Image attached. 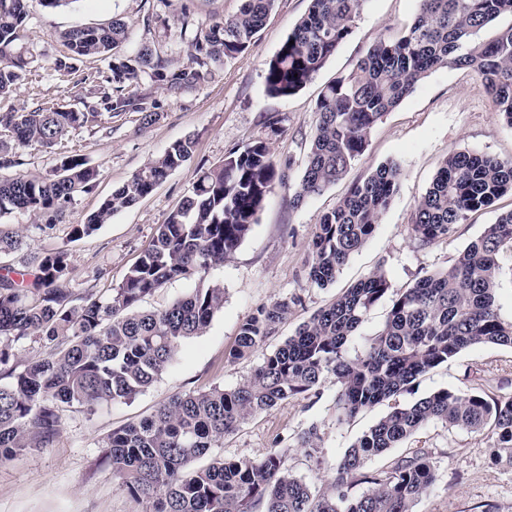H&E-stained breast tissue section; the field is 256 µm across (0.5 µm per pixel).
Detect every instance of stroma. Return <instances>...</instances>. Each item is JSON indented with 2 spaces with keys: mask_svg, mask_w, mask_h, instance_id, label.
<instances>
[{
  "mask_svg": "<svg viewBox=\"0 0 512 512\" xmlns=\"http://www.w3.org/2000/svg\"><path fill=\"white\" fill-rule=\"evenodd\" d=\"M185 5L195 17L188 26L179 20ZM240 5L241 0H72L49 10L31 0L24 45L35 57L32 72L23 76L15 94L0 98V112L40 103H68L84 112L99 107V97L87 93L80 80L89 74L107 75V63L79 57L73 59L71 73L55 71L54 59L68 53L58 38L63 30L117 17L129 25L126 53L152 44L163 58L179 64L187 58L196 22L232 16ZM308 8L309 0H275L249 49L226 61L208 82L181 95H169L150 75H141L130 91L159 103L161 117L155 124L140 128L138 113L129 112L113 119L111 131L80 129L65 144L68 152L82 155L98 168L93 191L77 197L51 225L22 211L0 217V222L23 227L30 242L28 249L0 256V267L28 273L35 257L65 249L73 261L74 287L102 292L123 281L201 167L220 163L230 150L260 137L270 140L277 160L287 165L286 185L275 187L251 234L222 265L212 268L203 280L170 282L145 302L148 308L163 309L200 282L219 283L224 288V306L206 332L186 340L168 370L132 402L108 403L92 414L77 405L65 408L52 445L27 449L0 465V512H138L137 504L116 488L111 469L100 463L113 430L150 414L174 394L215 385L237 386L300 323L375 268L384 269L391 293L403 291L420 277L450 266L487 225L512 209V196L506 195L455 225L447 239L423 248L413 238L412 215L448 155L469 151L512 158V127L494 112L479 79L468 69L450 65L428 72L410 95L382 117L364 153L342 179L301 206H291L288 187L302 173L323 87L350 71L379 37L411 23L420 0H366L351 34L304 89L289 97L269 96L265 64ZM187 136L196 141L189 161L151 195L116 213L110 223L89 236L72 239L73 225L85 223L149 158ZM385 163L396 164L401 171L390 209L335 281L317 286L306 267L315 224L352 183ZM284 297L299 300L288 319L250 357L230 359L228 352L236 343L240 324L258 307ZM446 387L512 397V349L496 345L465 349L422 376L399 401L408 405ZM336 395V385L328 382L319 393L289 398L225 436L216 453L227 458H261L273 449H286L285 467L312 489L324 490L338 458L388 409L383 403L341 423L336 419ZM312 427L320 441L309 452L299 448L297 440ZM493 442L489 432L471 433L432 423L399 447L373 458L367 467L384 469L409 449L426 448L437 481L416 505V512H512V469L492 462Z\"/></svg>",
  "mask_w": 512,
  "mask_h": 512,
  "instance_id": "1",
  "label": "stroma"
}]
</instances>
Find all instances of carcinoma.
Masks as SVG:
<instances>
[{
	"label": "carcinoma",
	"instance_id": "carcinoma-1",
	"mask_svg": "<svg viewBox=\"0 0 512 512\" xmlns=\"http://www.w3.org/2000/svg\"><path fill=\"white\" fill-rule=\"evenodd\" d=\"M28 2L0 0V97L16 91L32 63L21 44ZM274 2L242 0L237 14L198 24L189 62L177 66L150 44L132 55L122 52L128 27L121 19L60 33L72 55L108 63L103 111L38 104L0 112V129L10 133V140L0 139V216L19 210L50 223L77 196L90 192L98 176L85 157L64 153L49 174L6 175L20 165L17 150H53L79 129L110 128L112 118L124 112L139 113L140 126H151L160 117L159 104L127 94L126 88L143 73L172 94L208 81L215 67L248 50ZM365 2L310 0L307 14L265 65L266 92L288 97L312 81L350 35ZM504 13L512 14V0H421L419 14L399 34L376 40L317 99L314 135L290 204L297 207L340 180L363 154L378 121L436 67L451 63L471 69L495 111L512 127V25L491 41L475 40L480 29ZM194 146L186 137L148 160L86 223L73 227L72 237L96 231L151 194L190 159ZM400 176L395 164L378 166L322 216L311 239L308 277L313 283L332 282L364 246L389 209ZM281 182L266 139L201 168L123 282L106 294L75 293L74 267L65 249L45 254L26 284L3 267L0 465L29 448L51 445L66 406L92 411L102 402L134 399L169 367L187 339L206 331L224 305L218 283L198 286L161 310H145L142 303L173 280H202L223 264L252 232L258 212ZM508 192L512 159L452 153L417 204L412 234L421 246H430ZM27 246L24 232L0 225V255ZM505 247L512 250V210L488 225L450 266L391 297L385 272L374 269L265 355L237 387L177 393L150 415L113 431L102 462L112 469L115 485L142 504V512H414L436 481L429 451L414 448L389 471L369 470L367 462L434 422L473 433L491 429L495 463L511 468L512 397L440 388L410 405L396 403L420 377L469 347L512 349V321H503L494 306L497 255ZM387 298L390 309L382 329L351 353L349 344L367 313ZM294 304L283 298L259 308L240 325L231 358L257 351ZM24 339L39 344L41 356L18 359L12 343ZM329 380L338 384V420L383 402L388 412L343 454L326 492L313 494L307 482L288 472L281 449L261 459L222 457L188 469L253 415ZM357 486L363 491L350 495Z\"/></svg>",
	"mask_w": 512,
	"mask_h": 512
}]
</instances>
